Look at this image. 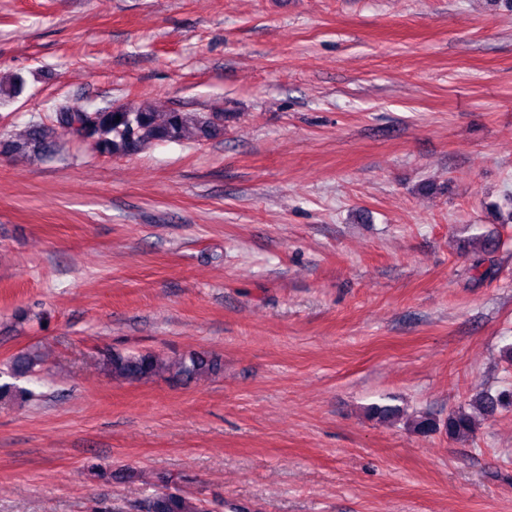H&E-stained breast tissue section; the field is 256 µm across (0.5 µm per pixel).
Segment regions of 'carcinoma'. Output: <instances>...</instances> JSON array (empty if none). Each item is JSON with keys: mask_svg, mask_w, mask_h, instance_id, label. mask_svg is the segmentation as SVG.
I'll list each match as a JSON object with an SVG mask.
<instances>
[{"mask_svg": "<svg viewBox=\"0 0 512 512\" xmlns=\"http://www.w3.org/2000/svg\"><path fill=\"white\" fill-rule=\"evenodd\" d=\"M217 112L190 115L179 110L158 112L148 105L134 107L112 106L94 111L78 105L59 106L47 121L34 122L25 131V143L39 149V156L52 157L51 147L60 136L70 135L89 143L96 151L111 156L134 154L153 142L201 139L216 128ZM39 362L36 355L15 358L13 370L17 375L33 372ZM105 371L115 379L142 381L168 375L185 381L217 376L223 372L222 360L206 352L164 355L155 352L122 353L106 350L101 354ZM512 399V392L497 396L485 394L475 399L478 410L487 414ZM448 438L467 441L475 428L472 416L459 407L448 413L445 421ZM158 483L162 489L144 501L146 512H206L207 502L184 496L172 487L174 479L163 475Z\"/></svg>", "mask_w": 512, "mask_h": 512, "instance_id": "cac0c4a2", "label": "carcinoma"}]
</instances>
